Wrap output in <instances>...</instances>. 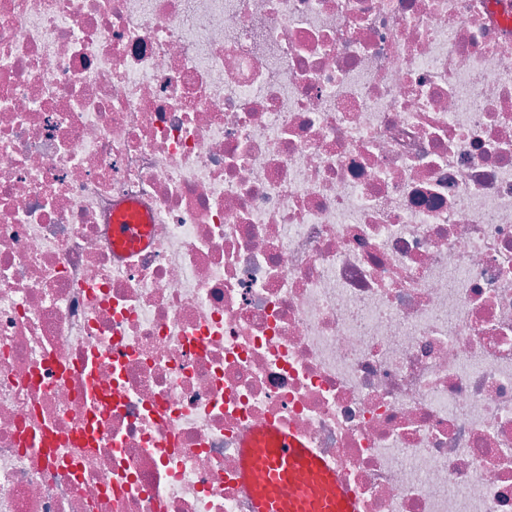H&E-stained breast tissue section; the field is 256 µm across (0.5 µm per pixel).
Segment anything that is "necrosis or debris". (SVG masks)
<instances>
[{"label": "necrosis or debris", "mask_w": 512, "mask_h": 512, "mask_svg": "<svg viewBox=\"0 0 512 512\" xmlns=\"http://www.w3.org/2000/svg\"><path fill=\"white\" fill-rule=\"evenodd\" d=\"M270 426L512 512V9L0 0V512H250Z\"/></svg>", "instance_id": "necrosis-or-debris-1"}]
</instances>
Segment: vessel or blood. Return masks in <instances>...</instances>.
Instances as JSON below:
<instances>
[{
  "mask_svg": "<svg viewBox=\"0 0 512 512\" xmlns=\"http://www.w3.org/2000/svg\"><path fill=\"white\" fill-rule=\"evenodd\" d=\"M276 447H256L247 439L241 449V478L250 488L252 512H362L359 499L336 478L330 463L294 432L269 427ZM291 495H284L286 486Z\"/></svg>",
  "mask_w": 512,
  "mask_h": 512,
  "instance_id": "obj_1",
  "label": "vessel or blood"
}]
</instances>
